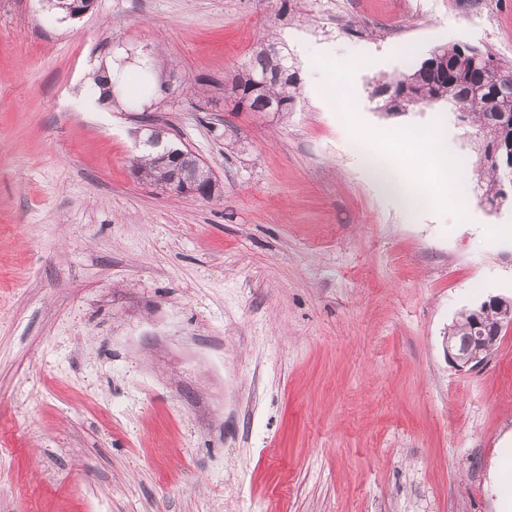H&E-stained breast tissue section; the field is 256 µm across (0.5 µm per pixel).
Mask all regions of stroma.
Listing matches in <instances>:
<instances>
[{
    "label": "stroma",
    "mask_w": 512,
    "mask_h": 512,
    "mask_svg": "<svg viewBox=\"0 0 512 512\" xmlns=\"http://www.w3.org/2000/svg\"><path fill=\"white\" fill-rule=\"evenodd\" d=\"M458 2L0 0V512H499L512 326L475 369L444 340L512 298V203L454 106L369 96L439 45L512 64V0ZM263 40L291 111L224 98ZM150 55L167 91L95 103L96 64ZM145 115L214 197L136 177ZM410 126L465 162L467 218L368 177Z\"/></svg>",
    "instance_id": "35a3bbf8"
}]
</instances>
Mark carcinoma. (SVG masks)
Instances as JSON below:
<instances>
[{"mask_svg": "<svg viewBox=\"0 0 512 512\" xmlns=\"http://www.w3.org/2000/svg\"><path fill=\"white\" fill-rule=\"evenodd\" d=\"M439 53L448 60V73L436 75L425 69V63L410 67L407 76L412 84L406 95L394 88L395 80H377L376 89H386L381 97L382 108L388 113L404 112L410 106L431 105L445 101L453 103L462 111V121L476 130L481 144L479 164L490 177V188L485 191L487 203L494 207L512 195V176L506 177L503 169L491 160L506 140L504 129L495 112L496 105L478 97L477 85L481 76L472 69L471 59L459 46H441ZM296 71L288 66V57H279V63L260 49L241 71L237 72L229 88V97L245 103L250 112H268L270 105L281 107V111L292 109L297 90ZM145 131L139 141L140 155L134 159L137 175L157 186L167 179V171L158 167L154 158L157 153L173 150L175 146L165 142L162 133L151 120H144Z\"/></svg>", "mask_w": 512, "mask_h": 512, "instance_id": "1", "label": "carcinoma"}]
</instances>
